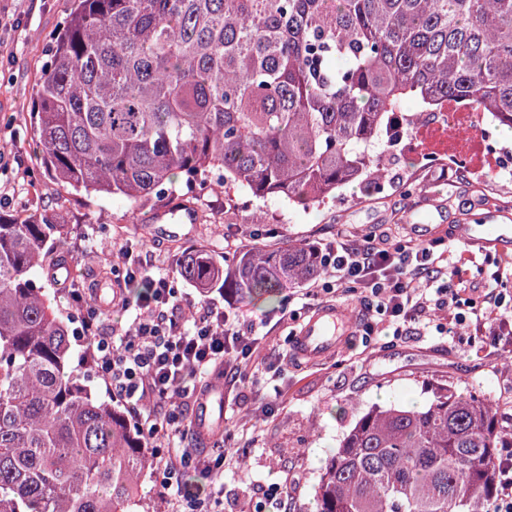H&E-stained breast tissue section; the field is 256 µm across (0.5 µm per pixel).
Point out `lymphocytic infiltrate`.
<instances>
[{"label":"lymphocytic infiltrate","mask_w":512,"mask_h":512,"mask_svg":"<svg viewBox=\"0 0 512 512\" xmlns=\"http://www.w3.org/2000/svg\"><path fill=\"white\" fill-rule=\"evenodd\" d=\"M319 256L322 273L308 282L307 294L331 295L351 285L366 312L361 323L366 337L385 330L400 334L402 324L426 309L442 311L458 302L453 281L460 269H441L430 243L353 246L336 241L321 248ZM65 293L85 310L79 331L87 339L85 364L105 382L113 399L136 413L138 429L152 440L184 436V400L204 393L211 370L249 363L256 349L251 326L237 314L180 299L177 288L164 278L153 280L150 295L122 334L99 331L106 311L80 289L69 287ZM227 457L223 449L203 455L188 446L162 459L158 478L169 512H219L221 491L216 485L191 494L184 485L195 471L211 480L220 476Z\"/></svg>","instance_id":"f902f5d3"}]
</instances>
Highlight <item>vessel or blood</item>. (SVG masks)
Wrapping results in <instances>:
<instances>
[{"mask_svg":"<svg viewBox=\"0 0 512 512\" xmlns=\"http://www.w3.org/2000/svg\"><path fill=\"white\" fill-rule=\"evenodd\" d=\"M449 230L454 240L478 249L506 253L512 249V212L494 210L483 223L453 224ZM354 319L343 305L320 306L303 320L296 330L293 349L302 358L314 361L333 353L344 336L350 335ZM224 412V394L211 389L198 398L194 423L202 434L218 432Z\"/></svg>","mask_w":512,"mask_h":512,"instance_id":"1","label":"vessel or blood"}]
</instances>
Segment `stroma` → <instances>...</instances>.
<instances>
[{
  "mask_svg": "<svg viewBox=\"0 0 512 512\" xmlns=\"http://www.w3.org/2000/svg\"><path fill=\"white\" fill-rule=\"evenodd\" d=\"M72 9V0H0V215H15L23 201L47 205L69 228L63 250L78 287H100L99 274L112 270L116 252L132 260L152 255V275L171 280L194 301L239 313L252 325L257 350L247 368L226 367L224 428L229 452L220 481L223 512H240L243 501L260 504L266 483L288 488V512H310L325 461L334 454L360 414L375 404L425 403L430 389L445 385L492 401L502 420L512 419V331L496 320L447 337L424 321L406 323L401 335L385 331L363 344L345 337L336 352L319 361L296 357L292 337L301 319L320 307L299 287L282 289L271 301H244L234 292L200 294L180 273L188 248H203L232 265L245 248L263 243H308L317 247L369 237L407 240L425 190L440 191L441 221H450L477 199L503 207L512 202V178L495 181L408 163L402 175L370 193L348 191L343 200L311 211L224 187L207 194L195 223L175 236H154L143 216L164 209L188 189L174 185L153 198L134 218L124 199L75 195L41 177L34 131L24 117L32 108L41 64L51 36ZM458 281L461 306L483 308L484 296L505 278L512 291V258L495 250L466 249Z\"/></svg>",
  "mask_w": 512,
  "mask_h": 512,
  "instance_id": "1",
  "label": "stroma"
}]
</instances>
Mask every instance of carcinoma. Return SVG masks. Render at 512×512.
Returning <instances> with one entry per match:
<instances>
[{
    "label": "carcinoma",
    "mask_w": 512,
    "mask_h": 512,
    "mask_svg": "<svg viewBox=\"0 0 512 512\" xmlns=\"http://www.w3.org/2000/svg\"><path fill=\"white\" fill-rule=\"evenodd\" d=\"M30 124L47 179L132 213L178 178L310 210L374 187L383 131L407 102L470 101L512 129V0H73ZM48 209L0 219V512H138L146 440L72 363L38 279L67 238ZM303 243L181 273L270 301L317 276ZM512 422L439 387L422 408L372 406L326 463L314 512H489Z\"/></svg>",
    "instance_id": "1"
}]
</instances>
